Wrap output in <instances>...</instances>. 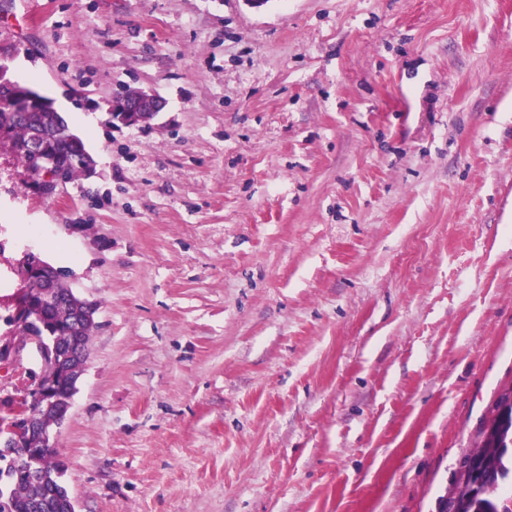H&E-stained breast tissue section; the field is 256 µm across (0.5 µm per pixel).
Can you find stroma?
<instances>
[{
    "mask_svg": "<svg viewBox=\"0 0 512 512\" xmlns=\"http://www.w3.org/2000/svg\"><path fill=\"white\" fill-rule=\"evenodd\" d=\"M0 62L96 162L0 153L13 259L99 304L77 512H438L512 390V0H0ZM164 107V99L151 91L139 90L133 96H115L109 111V121L127 127L146 125L153 121ZM77 136V135H76ZM85 148L80 137L77 136V143L70 140L50 136L47 141L48 148L56 154L62 162L74 161L77 158L79 149ZM46 147V143L39 134L32 135L25 147L24 155L12 152L17 160L26 167L29 174L38 176L37 185L43 196L54 197L66 183L70 182L69 170L57 163L56 157Z\"/></svg>",
    "mask_w": 512,
    "mask_h": 512,
    "instance_id": "stroma-1",
    "label": "stroma"
}]
</instances>
